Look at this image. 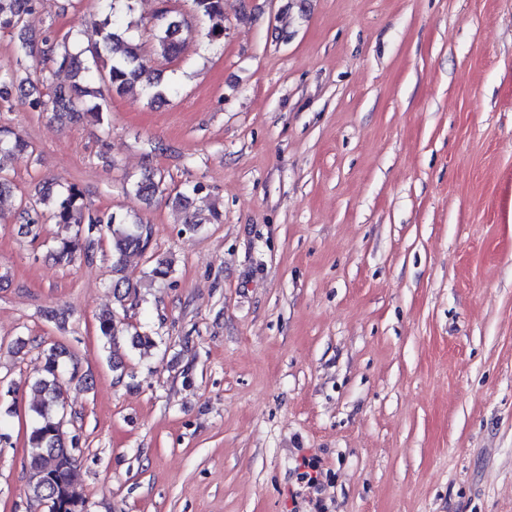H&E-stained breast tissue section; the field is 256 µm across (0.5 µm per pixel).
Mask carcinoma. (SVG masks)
Segmentation results:
<instances>
[{"mask_svg": "<svg viewBox=\"0 0 512 512\" xmlns=\"http://www.w3.org/2000/svg\"><path fill=\"white\" fill-rule=\"evenodd\" d=\"M135 0H100L104 19L100 23L98 42L79 48L65 38L61 41L46 37L39 50L41 65L51 64L55 73L67 71L74 81L54 84L48 98L30 100L34 109L51 111L57 116L79 120L89 114L102 124L108 119L104 110L105 96L117 92L138 91L148 104L154 105L166 99L174 91L163 82L161 73L144 63L141 46L135 31L144 25L132 20ZM195 13L209 21L207 36L216 42L224 36V0H191ZM52 0H0V31L18 33L22 38L18 45L21 54H32L34 44L23 37L27 16L50 8ZM183 15L173 9L159 7L153 17L151 31L155 54L170 62L177 57L185 40L186 29ZM90 54L96 66L97 86L86 82L90 68L85 66V54ZM0 155L30 157L33 148L11 129L0 127ZM133 196L150 205L165 194L163 181L155 175H145L130 187ZM21 211L16 220L27 227L32 239L39 237V224L47 218L73 230L69 236L55 240L57 262L69 266L78 260L91 259L95 245L105 233L112 238V293L119 307L100 314L97 329L103 344L115 347L121 336L129 331L130 324L121 312L125 302L136 291L137 284L125 273L124 257L131 251L145 252L151 243V229L140 222L129 223L116 215L98 214L84 202L82 191L74 184L54 189L50 184L42 187L37 196L20 202ZM174 272L172 261H156L148 272L152 281H166ZM65 351L51 347L45 354L44 376L33 385L39 403L31 408L32 425L28 435L26 468L45 471L42 478H30L26 495L41 504L50 505V512H84L86 500L76 487L72 472L77 466L78 439L65 442L61 434L64 408L63 363Z\"/></svg>", "mask_w": 512, "mask_h": 512, "instance_id": "1", "label": "carcinoma"}]
</instances>
